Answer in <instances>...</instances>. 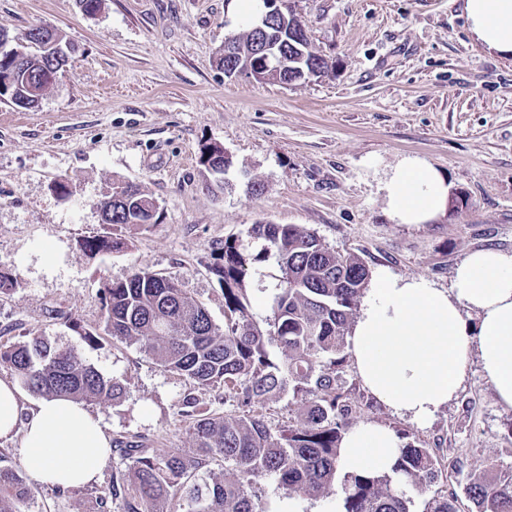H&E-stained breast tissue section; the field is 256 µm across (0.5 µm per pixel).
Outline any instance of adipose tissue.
I'll return each mask as SVG.
<instances>
[{"label": "adipose tissue", "instance_id": "obj_1", "mask_svg": "<svg viewBox=\"0 0 512 512\" xmlns=\"http://www.w3.org/2000/svg\"><path fill=\"white\" fill-rule=\"evenodd\" d=\"M476 42L512 58V0H464ZM380 190L397 224H427L445 216L452 184L418 156L385 172ZM474 311L470 332L465 311ZM354 366L369 392L419 425L456 396L471 358H478L498 402L512 409V254L469 253L449 290L423 276L377 270L350 328ZM0 440L16 442L22 463L40 482L81 487L98 482L110 455L99 417L81 401L42 399L24 407L17 385L0 379ZM401 442L390 429L362 425L345 434L341 472L391 473Z\"/></svg>", "mask_w": 512, "mask_h": 512}]
</instances>
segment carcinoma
Wrapping results in <instances>:
<instances>
[{"instance_id": "carcinoma-1", "label": "carcinoma", "mask_w": 512, "mask_h": 512, "mask_svg": "<svg viewBox=\"0 0 512 512\" xmlns=\"http://www.w3.org/2000/svg\"><path fill=\"white\" fill-rule=\"evenodd\" d=\"M284 64L266 80L291 84L300 70L325 71L322 56L306 49L300 63L294 47L307 41L297 18L277 30ZM253 23L231 38L234 54L217 63L231 77L252 50ZM56 50L35 49L17 68L10 93L19 99L36 88L46 92L53 81ZM204 169L224 163V150L206 144L199 159ZM98 207L104 222L116 227L154 224L158 205L141 188L118 182ZM249 236L263 241L255 254L239 239H226L220 263L212 268L224 290V330L212 322L205 306L184 294L168 277L150 270L135 272L104 289L103 331L136 344L161 368L199 386L224 385V396L242 405L265 402L285 388L309 395L301 417L276 435L254 414L234 418L201 415L187 402L195 453H158L136 440L119 442L132 459L129 478L112 479V496L125 500L126 512H168L174 498L185 512H261L256 479L275 478L288 493L312 497L342 495V512H411V500L388 476H340L338 456L347 433L349 399L341 374L346 334L358 302L370 284V270L357 256L329 249L298 224L259 222ZM115 241L91 236L83 241L92 253L110 252ZM274 258L281 276L273 294L274 319L262 329L251 312L248 285L254 264ZM0 362L9 365L28 391L46 398L67 397L106 405L121 402L122 382L104 377L71 350L53 348L40 337L0 347ZM224 462V477L211 466ZM396 471L411 484L426 488L443 476L434 449L421 443L400 448ZM465 494L473 512H512V466L493 462L470 467ZM30 485L23 473L0 466V512H25ZM451 491L432 497L427 512H458Z\"/></svg>"}]
</instances>
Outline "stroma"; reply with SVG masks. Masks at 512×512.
I'll list each match as a JSON object with an SVG mask.
<instances>
[{
	"instance_id": "35a3bbf8",
	"label": "stroma",
	"mask_w": 512,
	"mask_h": 512,
	"mask_svg": "<svg viewBox=\"0 0 512 512\" xmlns=\"http://www.w3.org/2000/svg\"><path fill=\"white\" fill-rule=\"evenodd\" d=\"M234 0H0V30L23 39L34 25L73 45L39 104L0 102V269L18 285L0 294V345L34 336L73 350L123 400L90 402L110 438L192 452L186 399L198 411L239 416L223 385L201 387L164 371L137 345L86 331L101 324L103 289L140 270L163 273L224 325V293L211 268L225 239L260 221L298 224L369 268L451 284L477 249L512 252V58L472 37L463 0H287L311 47L333 68L283 85L228 78L216 63L241 23ZM229 157L223 190L199 163L205 143ZM417 155L453 184L447 214L396 224L378 182ZM65 182L60 197L55 182ZM117 181L157 202V223H103L97 207ZM121 238L91 254L92 235ZM53 244L54 257L42 247ZM351 427L379 424L402 442L439 449L464 466L512 465V410L496 400L478 359L458 396L420 426L379 403L345 359ZM303 397L286 391L256 405L272 433L297 421ZM131 462L112 451L100 483L59 492L31 481L29 512H124L112 477Z\"/></svg>"
}]
</instances>
